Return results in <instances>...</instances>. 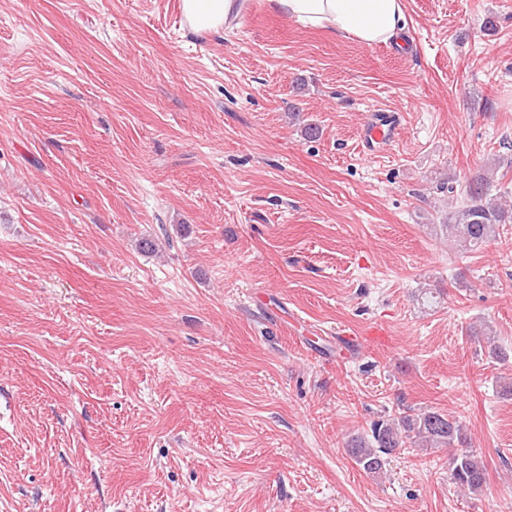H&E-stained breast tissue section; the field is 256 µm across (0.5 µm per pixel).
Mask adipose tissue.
Masks as SVG:
<instances>
[{"instance_id":"1","label":"adipose tissue","mask_w":512,"mask_h":512,"mask_svg":"<svg viewBox=\"0 0 512 512\" xmlns=\"http://www.w3.org/2000/svg\"><path fill=\"white\" fill-rule=\"evenodd\" d=\"M270 10L303 25L361 44H386L406 25L405 0H267ZM243 10L241 0H181L185 26L194 35L219 36Z\"/></svg>"}]
</instances>
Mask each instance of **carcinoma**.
<instances>
[{
    "instance_id": "obj_1",
    "label": "carcinoma",
    "mask_w": 512,
    "mask_h": 512,
    "mask_svg": "<svg viewBox=\"0 0 512 512\" xmlns=\"http://www.w3.org/2000/svg\"><path fill=\"white\" fill-rule=\"evenodd\" d=\"M504 153L494 159L493 165L501 176L512 172V142L503 143ZM489 180L484 174L474 177L458 190L446 186L450 194L461 197V203L448 207L441 228L448 240L464 253L477 252L483 245L496 239L502 224H512V205L505 206L489 195ZM467 434L460 421L438 411L405 414L391 423H378L371 438L351 440L350 452L356 464L368 474L383 472L387 456L411 443L421 448H456L463 451L451 459L450 479L459 489L472 494L480 492L486 482V465L475 451L467 449Z\"/></svg>"
}]
</instances>
